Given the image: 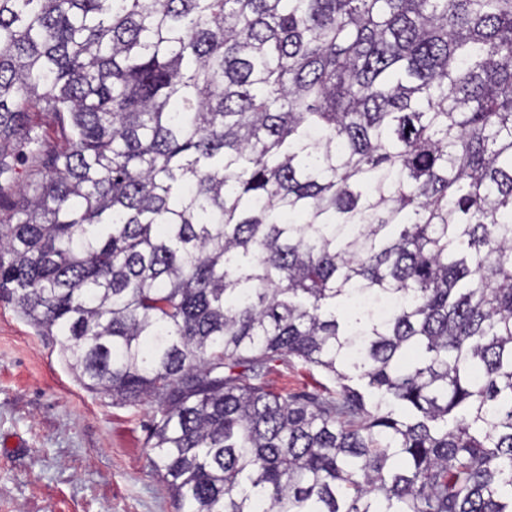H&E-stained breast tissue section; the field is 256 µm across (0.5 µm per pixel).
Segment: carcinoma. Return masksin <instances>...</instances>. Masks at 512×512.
<instances>
[{"mask_svg": "<svg viewBox=\"0 0 512 512\" xmlns=\"http://www.w3.org/2000/svg\"><path fill=\"white\" fill-rule=\"evenodd\" d=\"M0 301L176 512H512V0H0ZM269 387L276 392L300 393L316 390L318 383L333 389L335 382L317 368L305 365L297 358H290L288 363L273 364L267 375Z\"/></svg>", "mask_w": 512, "mask_h": 512, "instance_id": "carcinoma-1", "label": "carcinoma"}]
</instances>
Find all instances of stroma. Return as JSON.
I'll return each mask as SVG.
<instances>
[{
  "mask_svg": "<svg viewBox=\"0 0 512 512\" xmlns=\"http://www.w3.org/2000/svg\"><path fill=\"white\" fill-rule=\"evenodd\" d=\"M267 383L300 393L332 380L292 358ZM153 416L82 388L58 340L0 301V512H176L148 462Z\"/></svg>",
  "mask_w": 512,
  "mask_h": 512,
  "instance_id": "obj_1",
  "label": "stroma"
}]
</instances>
